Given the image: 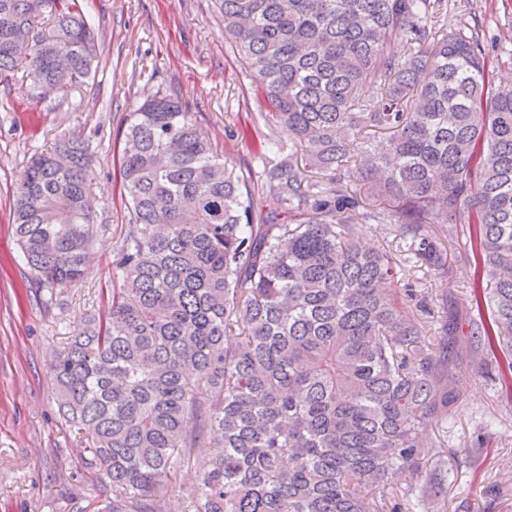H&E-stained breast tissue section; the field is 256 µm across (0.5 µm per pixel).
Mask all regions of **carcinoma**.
<instances>
[{"label":"carcinoma","mask_w":512,"mask_h":512,"mask_svg":"<svg viewBox=\"0 0 512 512\" xmlns=\"http://www.w3.org/2000/svg\"><path fill=\"white\" fill-rule=\"evenodd\" d=\"M216 2L269 108L253 122L282 136L259 140L258 172L224 160L178 96L129 114L119 175L136 234L107 311L52 367L59 411L100 479L97 512H169L204 435L181 512H397L372 491L418 469L458 372L421 347L407 307L427 300L401 258L364 248L355 225H392L442 278L445 241L466 238L470 305L486 311L469 332L512 399V83L478 35L438 34L448 0ZM95 56L78 0H0V83L22 61L32 88L68 92ZM366 84L379 96L362 103ZM87 153L73 137L32 156L15 192L30 282L51 299L94 248ZM346 173L365 193L338 187ZM210 452L209 439H204L200 442L199 448H193L191 454V461L189 464L185 463L178 474V485L181 486L180 494L189 492L197 484L200 473L194 465L193 458H203Z\"/></svg>","instance_id":"carcinoma-1"}]
</instances>
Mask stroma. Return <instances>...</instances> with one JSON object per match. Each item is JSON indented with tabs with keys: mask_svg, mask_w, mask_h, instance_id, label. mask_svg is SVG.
<instances>
[{
	"mask_svg": "<svg viewBox=\"0 0 512 512\" xmlns=\"http://www.w3.org/2000/svg\"><path fill=\"white\" fill-rule=\"evenodd\" d=\"M97 37L94 78L79 90L40 94L19 79L0 84V512H93L100 485L86 470L78 431L56 404L51 365L75 329L103 314L120 242L132 235L118 173L119 141L128 112L161 93H182L223 152L237 162L254 156L252 131L261 105L231 50L215 0H79ZM449 23L478 32L497 77L512 79V59L498 44L512 36V0H470ZM89 144L92 263L76 283L45 302L31 288L11 224L13 192L32 155L50 154L59 138ZM448 278L407 259V278L428 299L420 316L424 348L440 351L436 334L449 313L468 320L465 300L473 267L457 242L446 245ZM461 333L448 354L459 366V399L446 420L427 431L433 444L417 474L376 488L401 512H512V400L490 357L473 358ZM488 434L477 458L462 456ZM438 467L449 485L431 487Z\"/></svg>",
	"mask_w": 512,
	"mask_h": 512,
	"instance_id": "stroma-1",
	"label": "stroma"
}]
</instances>
